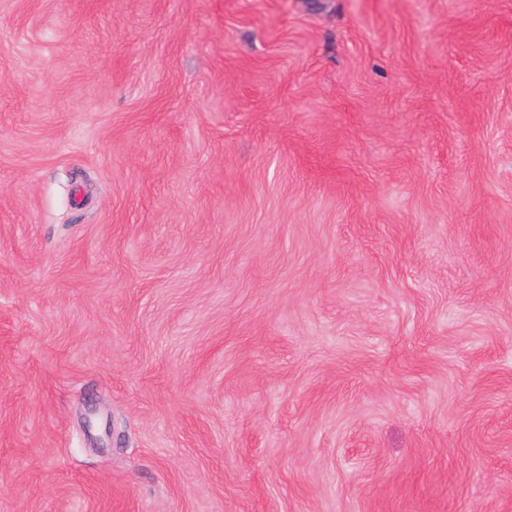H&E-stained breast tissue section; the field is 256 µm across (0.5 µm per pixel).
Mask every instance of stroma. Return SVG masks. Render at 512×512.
Listing matches in <instances>:
<instances>
[{
    "mask_svg": "<svg viewBox=\"0 0 512 512\" xmlns=\"http://www.w3.org/2000/svg\"><path fill=\"white\" fill-rule=\"evenodd\" d=\"M512 512V0H0V512Z\"/></svg>",
    "mask_w": 512,
    "mask_h": 512,
    "instance_id": "35a3bbf8",
    "label": "stroma"
}]
</instances>
